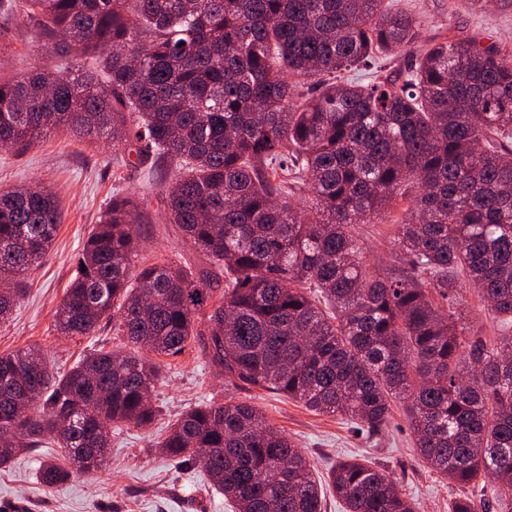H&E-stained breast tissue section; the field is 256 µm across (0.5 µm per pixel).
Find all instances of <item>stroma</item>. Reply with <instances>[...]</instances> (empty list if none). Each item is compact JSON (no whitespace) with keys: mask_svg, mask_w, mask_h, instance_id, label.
<instances>
[{"mask_svg":"<svg viewBox=\"0 0 512 512\" xmlns=\"http://www.w3.org/2000/svg\"><path fill=\"white\" fill-rule=\"evenodd\" d=\"M395 5L423 16L422 40L457 34L512 54V5L503 6L501 0H484L480 11L472 10L467 0H396ZM32 41L30 28L19 22L10 26L0 38V77L19 78L30 70L54 66V57L34 52ZM33 183L57 197L61 222L46 255L21 276L26 294L10 319L0 323V354L36 347L56 371L63 372L90 350L126 345V337L105 322L94 335L76 338L61 335L54 322L56 307L76 274L82 245L113 196L141 194L144 222L137 227L140 248L135 267L160 261H186L195 269L209 264L175 225L167 223L160 193L141 192L139 170L124 165L103 140L55 134L22 151L0 148V189ZM162 364L166 378L153 395L159 414L150 427L113 430L105 466L74 475L57 487H46L38 478L47 449L19 454L9 467L0 469V512H234L223 495L208 488L201 464H184L153 446L177 413L228 399L260 409L301 448L320 478H327L336 461L364 458L391 475L413 500L416 512H448L456 490L420 461L403 406H395L389 425L371 437L342 417L231 381L198 347H188Z\"/></svg>","mask_w":512,"mask_h":512,"instance_id":"35a3bbf8","label":"stroma"}]
</instances>
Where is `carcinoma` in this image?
<instances>
[{
  "mask_svg": "<svg viewBox=\"0 0 512 512\" xmlns=\"http://www.w3.org/2000/svg\"><path fill=\"white\" fill-rule=\"evenodd\" d=\"M17 6L37 49L65 65L0 80V148L48 131L112 140L219 272L132 273L143 213L135 195L113 197L55 323L91 336L114 318L136 350H94L61 374L37 348L1 354L0 468L49 440L59 452L41 462L44 485L98 471L112 429L153 423L158 358L192 341L228 377L372 434L404 402L422 462L458 486L489 479L483 508L512 512V55L474 39L418 47L423 18L385 0ZM78 55L93 68H73ZM360 66L369 83L344 79ZM304 189L311 219L287 202ZM399 197L410 219L395 225L398 255L375 266L358 225ZM60 220L49 190H0L1 321ZM466 287L493 335L460 310ZM155 447L201 463L234 512H323L329 492L344 512H414L362 461L320 479L243 402L182 412ZM448 512H477L476 498L456 495Z\"/></svg>",
  "mask_w": 512,
  "mask_h": 512,
  "instance_id": "obj_1",
  "label": "carcinoma"
}]
</instances>
